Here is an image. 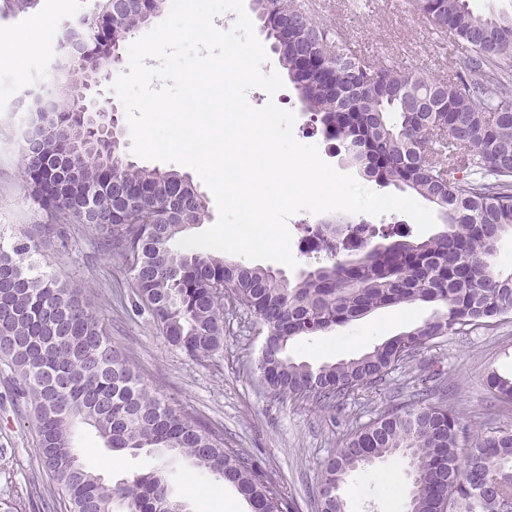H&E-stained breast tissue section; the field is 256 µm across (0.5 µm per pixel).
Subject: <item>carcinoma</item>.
Segmentation results:
<instances>
[{"label": "carcinoma", "instance_id": "carcinoma-1", "mask_svg": "<svg viewBox=\"0 0 512 512\" xmlns=\"http://www.w3.org/2000/svg\"><path fill=\"white\" fill-rule=\"evenodd\" d=\"M165 0H113L64 25L68 52L55 65L64 103L41 111L35 142L24 140L22 170L40 206L80 224L132 274L135 305L165 340L191 358L224 346V300L254 316L265 341L256 361L276 399L312 401L329 411L344 398L381 386L414 357L450 335L490 328L512 317V269L492 263L512 234V14H477L469 0H413L421 19L465 47L464 72L452 81L359 56L302 0H253L273 52L298 91L302 111L338 141L364 178L407 190L441 213L445 227L427 238L375 229L336 213L304 232L325 251L369 230L382 242L355 263L319 264L291 281L270 268L213 252L174 247L209 217L208 202L175 170L140 167L120 141L92 131L75 93L117 44L158 14ZM0 246V365L19 380L15 399L34 411L36 459L60 487L66 512H171L172 497L156 470L109 484L78 436L94 428L105 447L132 455L147 448L180 458L234 486L251 512H295V502L267 479L254 458L149 387L126 351L112 341L84 290L32 260L42 240L29 230ZM434 306L414 328L363 355L314 367L288 346L400 304ZM442 373L410 375L413 399L380 411L341 441L322 470L317 512H342L340 490L356 470L406 453L414 463L407 512H492L480 489L512 469V428L462 420L432 395ZM496 401L512 403V377L487 380Z\"/></svg>", "mask_w": 512, "mask_h": 512}]
</instances>
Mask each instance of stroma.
Instances as JSON below:
<instances>
[{"label": "stroma", "mask_w": 512, "mask_h": 512, "mask_svg": "<svg viewBox=\"0 0 512 512\" xmlns=\"http://www.w3.org/2000/svg\"><path fill=\"white\" fill-rule=\"evenodd\" d=\"M313 2V14L333 27L339 39L376 62L445 80L455 77L465 54L452 36L421 22L412 0ZM95 3L35 0L30 9L20 12L14 0H0V234L4 237L14 236L21 227L57 221L28 196L11 128L19 102L29 90L46 86L55 97H63L61 85L45 82L53 48L63 24L93 11ZM40 20L48 22V32L37 33L34 47L21 58H12L17 33L34 29ZM248 100L256 108L271 100L292 111L293 134L298 142H305L309 118L292 82H285L272 97L260 89L250 90ZM65 230L66 241H44L38 257L41 266L85 288L113 340L129 352L144 382L195 417L222 427L226 441L250 452L267 478L294 498L298 512H315L322 468L339 440L408 395L406 376L397 371L382 386L345 399L334 413L306 402L275 399L255 369L263 338L249 313L225 310L223 351L211 359L190 358L168 344L148 314L133 312L132 279L121 261L99 252L93 235L82 225L69 224ZM429 313V307L419 304L387 307L324 336L300 341L290 354L313 365L353 358L419 324ZM415 363L443 369L445 398L464 420L512 427V404L492 400L485 386L490 373L512 377V320L467 336L448 337ZM17 383L11 372L0 368V512H38V497L59 502L63 495L38 468L35 418L30 408L14 400ZM78 445L92 449L96 471L108 481L147 473L158 465L150 453H112L90 428L81 431ZM407 470L406 459L392 455L352 473L346 512H406ZM167 480L173 496L186 500L189 512H249L234 488L213 475L194 472L187 462L170 463Z\"/></svg>", "instance_id": "35a3bbf8"}]
</instances>
